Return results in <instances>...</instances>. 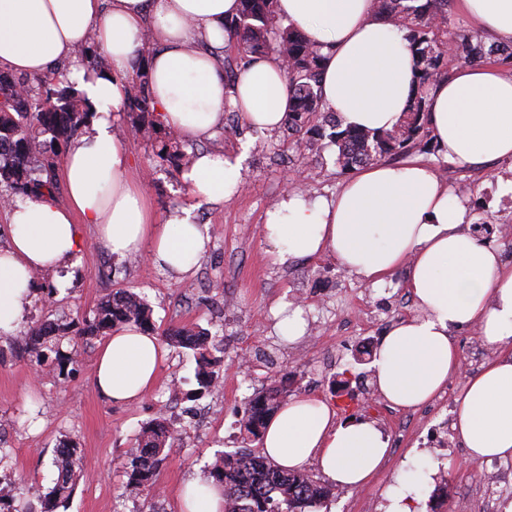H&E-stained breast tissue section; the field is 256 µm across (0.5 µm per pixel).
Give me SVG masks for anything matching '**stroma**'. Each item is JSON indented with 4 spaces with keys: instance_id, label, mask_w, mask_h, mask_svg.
<instances>
[{
    "instance_id": "obj_1",
    "label": "stroma",
    "mask_w": 512,
    "mask_h": 512,
    "mask_svg": "<svg viewBox=\"0 0 512 512\" xmlns=\"http://www.w3.org/2000/svg\"><path fill=\"white\" fill-rule=\"evenodd\" d=\"M131 122L125 112L114 127L156 211L182 205L189 189L181 170L159 159L156 138L135 133ZM183 150L191 156L217 150L245 157L246 187L229 199L201 202L196 210L210 242L195 270L177 279L147 258L106 255L93 242V226L84 225L87 245L72 266L36 272L19 336L0 338V446L8 453L0 464L1 503L25 502L31 512H41L29 490L54 485L55 450L72 442L86 469L71 497L54 512H180L181 486L209 477L218 453L245 447L261 452L260 441L244 439L238 416L247 397L283 378L289 397L317 395L335 407L337 420L378 419L371 403L332 391L331 383L343 376L352 383L373 380L374 347L393 324L418 312L415 302L400 300L407 292L405 272L373 286L326 256L276 264L261 235L267 212L285 194L329 198L341 189L346 177L336 170L335 146L325 139L319 155L301 156L281 132L240 126L184 142ZM411 155L454 188L470 209L469 222H512V198L500 195L497 186L498 177L512 178V160L462 168L421 145ZM120 288L150 303L155 336L171 327L221 328L223 360L213 388L201 391L195 354L186 348H168L155 387L130 405L110 403L94 387L101 337L78 348L65 378L57 376L52 363L36 366L24 353L19 338L36 322H70ZM223 296L235 299L237 308L222 316L218 300ZM289 303L301 306L307 330L286 342L275 327V311ZM158 419L173 433L176 446L157 468L152 491H129L124 454L136 445L141 429ZM473 469L457 435H450L448 447L436 454L416 432L405 437L402 453L389 454L366 487L339 489L316 512H382L393 487L411 492L417 512H483L474 494Z\"/></svg>"
}]
</instances>
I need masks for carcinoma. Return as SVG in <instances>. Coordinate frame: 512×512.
Here are the masks:
<instances>
[{"instance_id":"carcinoma-1","label":"carcinoma","mask_w":512,"mask_h":512,"mask_svg":"<svg viewBox=\"0 0 512 512\" xmlns=\"http://www.w3.org/2000/svg\"><path fill=\"white\" fill-rule=\"evenodd\" d=\"M449 0H374L373 17L405 33L416 69L410 104L399 123L390 130L363 131L343 129L338 119L324 105L320 88V72L324 56L320 48L297 28L281 23L277 16V0H241L239 14L225 21L229 36L227 49L239 54H277L284 65L291 92V106L284 129L292 137V149L300 154H316L318 139L296 137L313 117L319 139L327 138L336 146V168L342 173L358 166L382 160H397L428 139L427 98L430 88L450 75L449 66L512 61V53L495 51L481 38L461 30H449ZM79 57L94 69L108 67L107 59L84 47ZM138 81L133 83L128 107L136 114L137 130L145 128L144 117L151 114L146 73L138 68ZM0 183L12 195L58 191L55 168L62 145L84 126L91 112L73 84L56 78H37L35 83L20 81L0 72ZM157 156L176 167L189 162L181 149L179 136L163 132ZM134 324L153 329L151 309L136 294L119 290L104 298L89 314L68 323L45 320L35 324L23 340L24 350L38 365L55 354L59 370H64L70 356L60 350L63 341L72 347L101 336L116 326ZM219 332L202 329L170 328L164 339L199 351L200 387L213 385L209 348H217ZM288 390L272 383L245 404L243 427L253 436L269 414L276 411ZM174 437L159 422L145 428L138 447L126 454L124 465L129 471V490L153 485V476L161 455L172 450ZM58 477L47 492L34 490L35 496L51 512L54 502L70 495L76 477L84 470V460L77 446L65 443L58 448ZM212 477L224 486V512H305L320 505L332 494V488L317 482L304 471L283 470L268 457L248 449L226 453L212 466Z\"/></svg>"}]
</instances>
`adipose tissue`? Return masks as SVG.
I'll return each instance as SVG.
<instances>
[{"mask_svg":"<svg viewBox=\"0 0 512 512\" xmlns=\"http://www.w3.org/2000/svg\"><path fill=\"white\" fill-rule=\"evenodd\" d=\"M478 29L512 42V0H459ZM278 15L302 30L326 57L322 99L342 127L387 130L411 94L412 55L403 32L374 20L372 0H277ZM239 0H0V69L53 77L59 66L93 112L68 144L61 170L66 202L42 194L5 202L12 227L0 249V332L23 319L32 274L67 264L84 246L79 224L96 229L108 254L146 257L176 276L192 271L209 236L195 217L198 201H221L242 189L241 158L198 155L188 174L189 203L157 213L114 120L125 111L137 67L148 73L157 119L180 138L210 136L232 106L250 128L282 126L288 81L276 54L248 56L228 82L217 53L225 18ZM95 42L110 62L87 67L77 50ZM430 130L440 153L463 167L512 159V76L493 64L463 65L432 86ZM467 209L453 188L416 161L377 163L350 177L333 198L286 196L270 211L263 236L274 262L328 254L361 280L379 285L406 270L420 315L401 320L373 361L379 392L393 406L431 401L460 369L453 328L468 325L491 344L512 338V267L462 229ZM166 351L156 336L116 327L100 347L94 385L114 403H132L154 386ZM453 428L482 462L512 458V351L468 377ZM262 448L288 470L317 465L348 489L367 485L388 455L370 419L337 422L321 398L288 401L266 423ZM182 512H224V488L187 481Z\"/></svg>","mask_w":512,"mask_h":512,"instance_id":"adipose-tissue-1","label":"adipose tissue"}]
</instances>
